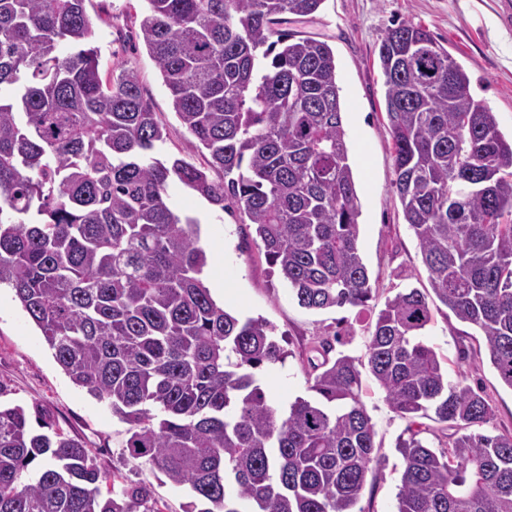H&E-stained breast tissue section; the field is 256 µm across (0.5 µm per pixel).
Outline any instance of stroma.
I'll use <instances>...</instances> for the list:
<instances>
[{"mask_svg":"<svg viewBox=\"0 0 512 512\" xmlns=\"http://www.w3.org/2000/svg\"><path fill=\"white\" fill-rule=\"evenodd\" d=\"M93 23L89 46L98 49L103 71L135 68L143 94L166 131L154 158H182L199 164L203 155L174 113L167 89L139 37L143 0H88ZM426 27L470 78V92L494 113L500 133L512 138V0H325L301 31L327 41L336 56L349 162L361 205L360 249L376 289L361 307L309 310L284 287L254 241L252 225L232 200L217 208L179 182L170 183L167 203L178 214L197 219L200 243L208 253V271H219L233 292L218 304L244 317L272 323L288 356L262 367L259 375L270 401L286 409L308 396L306 357L324 339L334 350L360 363L362 400L386 455L384 467L370 479L357 504L359 512H395L402 460L395 450L411 422L394 413L366 361V342L388 298L408 288L428 293L431 285L417 240L406 223L392 188L394 161L385 112L384 77L379 48L389 28L401 22ZM425 341L448 362L449 382L464 381L492 405L487 425L493 434L512 432V388L504 385L485 355L482 338L437 299ZM0 384L8 402L45 407L57 427L90 448L104 478L102 491L141 485L150 490L159 512H184L186 487L124 450L127 425L107 405L76 387L58 367L40 331L11 288H0Z\"/></svg>","mask_w":512,"mask_h":512,"instance_id":"obj_1","label":"stroma"}]
</instances>
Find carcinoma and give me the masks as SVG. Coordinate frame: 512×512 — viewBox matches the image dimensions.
<instances>
[{"mask_svg": "<svg viewBox=\"0 0 512 512\" xmlns=\"http://www.w3.org/2000/svg\"><path fill=\"white\" fill-rule=\"evenodd\" d=\"M324 2L146 0L140 35L208 153L196 166L151 156L163 128L136 70L104 73L86 47V0H0V286L125 421L128 453L189 486L200 512H355L385 461L356 360L327 340L306 357L314 396L278 413L255 374L286 357L275 327L217 304L198 222L166 202L173 180L221 209L233 199L304 308L370 300L336 59L286 29ZM379 63L393 189L432 291L512 388V141L425 27L389 29ZM431 320L426 295L400 292L366 345L395 413L454 430L448 448L418 430L397 441L396 512H512V432H468L494 409L448 383ZM100 479L45 408L0 404V512H155L145 489L104 498Z\"/></svg>", "mask_w": 512, "mask_h": 512, "instance_id": "obj_1", "label": "carcinoma"}]
</instances>
